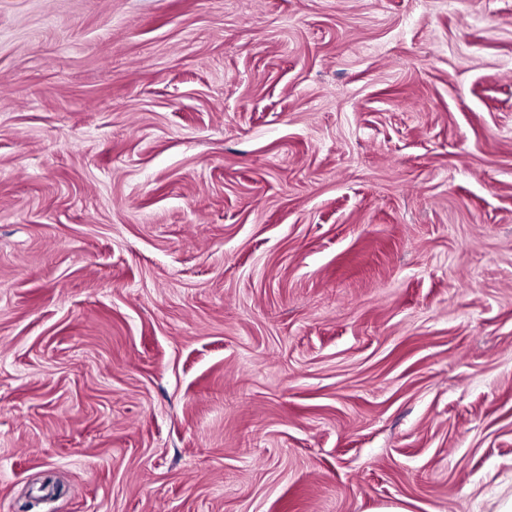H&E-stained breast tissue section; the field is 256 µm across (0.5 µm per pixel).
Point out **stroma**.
Listing matches in <instances>:
<instances>
[{
  "mask_svg": "<svg viewBox=\"0 0 512 512\" xmlns=\"http://www.w3.org/2000/svg\"><path fill=\"white\" fill-rule=\"evenodd\" d=\"M512 0H0V512H498Z\"/></svg>",
  "mask_w": 512,
  "mask_h": 512,
  "instance_id": "stroma-1",
  "label": "stroma"
}]
</instances>
